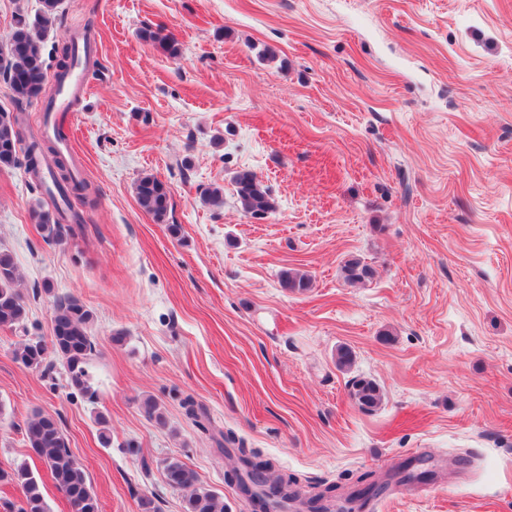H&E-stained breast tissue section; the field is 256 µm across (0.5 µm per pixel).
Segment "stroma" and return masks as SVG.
I'll use <instances>...</instances> for the list:
<instances>
[{
	"label": "stroma",
	"instance_id": "obj_1",
	"mask_svg": "<svg viewBox=\"0 0 512 512\" xmlns=\"http://www.w3.org/2000/svg\"><path fill=\"white\" fill-rule=\"evenodd\" d=\"M61 11L47 48L87 29L95 41L96 73L66 129L94 204L81 234L48 245L30 214L43 190L0 170V247L23 276L30 337L50 338L57 297L92 310L98 397L24 368L18 332L0 328V467L27 463L50 512H71L22 439L39 410L59 419L102 512H141L144 497L182 512L161 466L171 457L226 512H254L236 477L244 451L305 500L368 491L378 503L361 499L360 512H512V0H63ZM156 25L179 59L140 39ZM241 169L276 200L262 220L236 200ZM145 173L170 188L166 222L136 201ZM215 187L220 208L202 201ZM354 256L372 281L345 282ZM290 269L310 275L306 292L282 288ZM355 377L380 386L379 408L352 402ZM149 397L167 426L144 414ZM187 397L204 426L186 417ZM226 432L242 447L219 448Z\"/></svg>",
	"mask_w": 512,
	"mask_h": 512
}]
</instances>
